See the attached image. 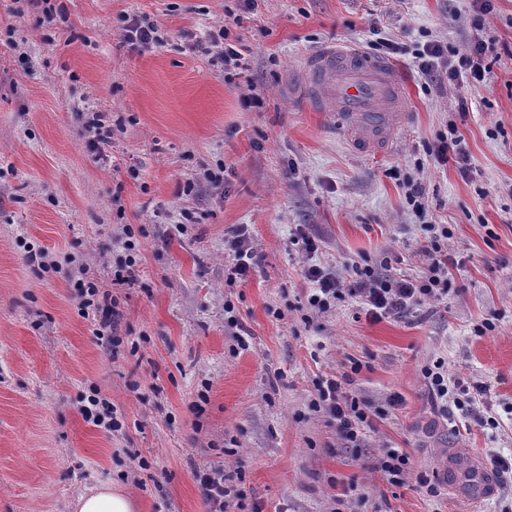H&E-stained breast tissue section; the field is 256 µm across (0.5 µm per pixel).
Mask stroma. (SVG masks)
I'll list each match as a JSON object with an SVG mask.
<instances>
[{"mask_svg": "<svg viewBox=\"0 0 512 512\" xmlns=\"http://www.w3.org/2000/svg\"><path fill=\"white\" fill-rule=\"evenodd\" d=\"M51 4L48 16L0 0V512H73L74 496L102 483L132 492L137 512H210L203 470L242 474L262 512H512L506 487L474 504L463 489L433 496L417 482L452 448L512 454V0H493L483 37L500 54L478 86L427 82L414 58L430 39L469 40L472 0ZM143 17L160 43L125 39ZM222 27L248 63L231 78L209 49ZM387 40L397 53L381 49ZM328 43L401 70L412 115L384 154L355 152L289 93L302 58ZM254 94L263 109L246 107ZM95 114L111 131L98 160L84 133ZM452 125L466 179L425 151ZM411 177L427 217L408 207ZM426 220L447 225L448 252L464 261L447 299L377 322L346 302L308 308L297 232L320 238L318 262L392 253L390 273L416 275ZM126 224L141 231L135 282L118 286ZM240 226L258 266L234 283L224 240ZM31 249L56 269L31 265ZM80 267L117 300V348L79 309L69 278ZM491 316L494 329L480 331ZM439 358L488 386L497 428L456 429L434 410L420 370ZM354 359L350 390L377 416L349 448L309 404L316 381L351 373ZM94 389L121 431L80 415ZM386 448L412 459L400 483L378 467Z\"/></svg>", "mask_w": 512, "mask_h": 512, "instance_id": "1", "label": "stroma"}]
</instances>
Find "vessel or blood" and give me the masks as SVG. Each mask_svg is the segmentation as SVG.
<instances>
[{
    "label": "vessel or blood",
    "mask_w": 512,
    "mask_h": 512,
    "mask_svg": "<svg viewBox=\"0 0 512 512\" xmlns=\"http://www.w3.org/2000/svg\"><path fill=\"white\" fill-rule=\"evenodd\" d=\"M299 73L296 93L316 111L331 114L358 153L387 150L408 120L403 77L392 62L328 44L307 54ZM437 473L443 483L464 487L476 502L496 487L494 476L474 459L448 455Z\"/></svg>",
    "instance_id": "b4317fda"
}]
</instances>
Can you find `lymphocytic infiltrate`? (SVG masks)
Returning a JSON list of instances; mask_svg holds the SVG:
<instances>
[{"label": "lymphocytic infiltrate", "mask_w": 512, "mask_h": 512, "mask_svg": "<svg viewBox=\"0 0 512 512\" xmlns=\"http://www.w3.org/2000/svg\"><path fill=\"white\" fill-rule=\"evenodd\" d=\"M492 46L483 39L466 41L458 49L448 50L441 41L429 40L418 50L419 71L427 78L447 73L449 81L466 80L483 83L489 72L486 63ZM419 241V251L426 261L422 274L415 277L383 275L378 263L361 259L341 267L320 265L313 258L319 244L308 234H299L294 243L299 252L310 257L311 265L303 270L309 284L307 302L318 314L331 312L337 302L354 301L360 312L372 321L386 317H404L428 301L447 297L450 285L449 268L456 265L450 257L446 241L450 235L447 225L426 224ZM424 385L433 404L440 410L456 408L466 422L480 426H495L488 416L484 396L485 386H468L450 377L444 361L436 360L421 369ZM348 376L326 378L318 382L317 394L312 400V411L323 414L341 440L358 446L364 430L371 424L367 405L347 389Z\"/></svg>", "instance_id": "1"}]
</instances>
